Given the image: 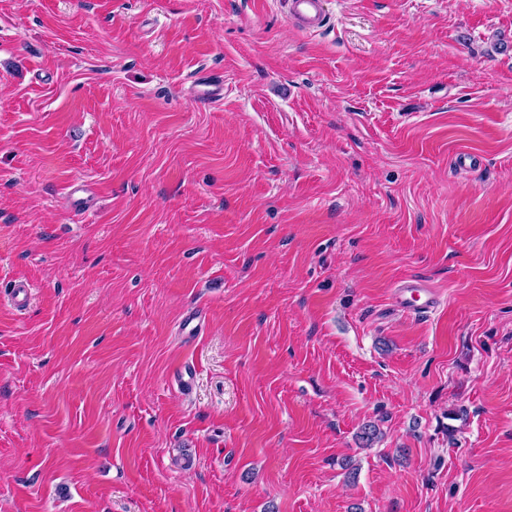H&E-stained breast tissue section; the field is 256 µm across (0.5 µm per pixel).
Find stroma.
<instances>
[{"mask_svg": "<svg viewBox=\"0 0 512 512\" xmlns=\"http://www.w3.org/2000/svg\"><path fill=\"white\" fill-rule=\"evenodd\" d=\"M328 14L0 0V512H512V0ZM325 4L326 0H287L291 23L301 31H317L326 22ZM192 92L196 99L203 101L222 100L224 97V82L219 77H194ZM397 288L396 299L409 312L421 315L435 307L434 293L421 280L407 278Z\"/></svg>", "mask_w": 512, "mask_h": 512, "instance_id": "obj_1", "label": "stroma"}]
</instances>
